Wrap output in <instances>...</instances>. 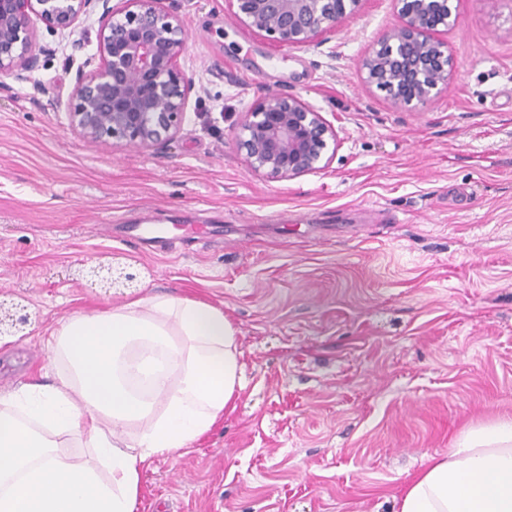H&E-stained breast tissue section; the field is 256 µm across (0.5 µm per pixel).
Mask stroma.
<instances>
[{
  "mask_svg": "<svg viewBox=\"0 0 512 512\" xmlns=\"http://www.w3.org/2000/svg\"><path fill=\"white\" fill-rule=\"evenodd\" d=\"M179 6L195 88L162 147L69 130L65 53L33 83L0 77V303L30 318L0 345V393L52 374L45 339L72 312L203 300L239 328L246 386L201 443L153 459L138 512H396L430 457L512 418V0H459L435 33L448 84L410 108L361 69L393 0L292 46L236 24L227 0ZM271 92L335 127L325 168L250 172L235 138ZM125 224L166 228L162 250ZM101 263L134 287H104ZM91 275L97 277L105 283L108 288L114 286L129 287L136 280V274L127 272L125 268H115L112 265H98L92 267Z\"/></svg>",
  "mask_w": 512,
  "mask_h": 512,
  "instance_id": "stroma-1",
  "label": "stroma"
}]
</instances>
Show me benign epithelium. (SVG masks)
<instances>
[{
  "label": "benign epithelium",
  "mask_w": 512,
  "mask_h": 512,
  "mask_svg": "<svg viewBox=\"0 0 512 512\" xmlns=\"http://www.w3.org/2000/svg\"><path fill=\"white\" fill-rule=\"evenodd\" d=\"M170 6H164V3ZM176 0H0V75L30 82L39 55L34 20L69 37L61 50L76 65L65 107L68 128L91 145L125 143L152 149L170 141L185 119L192 81L180 66L188 32ZM238 24L274 43L308 44L359 12L362 0H228ZM399 22L384 30L362 61L368 83L397 104L412 107L448 84V48L434 38L458 21L455 0H393ZM98 16L96 52L77 62L90 44L84 22ZM336 129L296 96L270 94L248 108L236 138L249 170L272 179L316 172L328 163ZM108 287H127L136 274L98 265L90 270ZM27 318L0 306V336H12Z\"/></svg>",
  "instance_id": "1"
}]
</instances>
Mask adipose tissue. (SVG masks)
<instances>
[{"label": "adipose tissue", "mask_w": 512, "mask_h": 512, "mask_svg": "<svg viewBox=\"0 0 512 512\" xmlns=\"http://www.w3.org/2000/svg\"><path fill=\"white\" fill-rule=\"evenodd\" d=\"M55 381L0 395V512H136L153 458L235 409L238 329L204 301L150 294L50 331ZM88 461H73L74 448ZM397 512H512V421L468 428L414 475Z\"/></svg>", "instance_id": "obj_1"}]
</instances>
